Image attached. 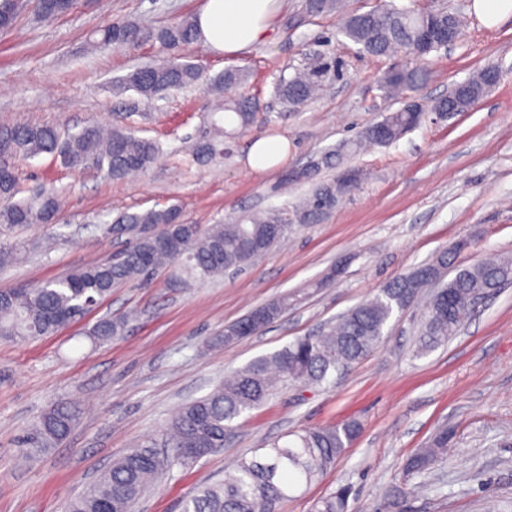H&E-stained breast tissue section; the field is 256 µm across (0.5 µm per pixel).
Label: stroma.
Returning <instances> with one entry per match:
<instances>
[{
	"label": "stroma",
	"mask_w": 512,
	"mask_h": 512,
	"mask_svg": "<svg viewBox=\"0 0 512 512\" xmlns=\"http://www.w3.org/2000/svg\"><path fill=\"white\" fill-rule=\"evenodd\" d=\"M203 0H77L53 22L21 9L0 31V126L16 123L81 127L122 123L153 138L163 153L146 171L122 180L90 167L66 168L51 157L16 161L20 187H43L66 197L56 223L0 228V245L24 258L0 271V289L61 278L112 258L124 246L105 220L120 212L176 207L182 221L202 227L229 222L254 209L292 207L307 191L283 182L285 172L317 159L398 109L379 87L393 61L362 54L337 37L335 15L307 19L303 0H283L265 42L237 58L197 43L188 60L211 77L248 67L249 89L262 106L256 123L205 166L190 143L205 126L213 97L206 84L173 91L126 115L135 92L115 97L112 83L135 67L159 63L155 42L89 49L91 31L112 20L161 26L194 15ZM448 7L467 14L459 41L422 65L417 97L433 100L474 71L499 65L502 77L472 110L443 122L425 116L398 141L369 145L345 164L362 170L358 187L318 224L294 225L288 237L229 272L191 289L173 288L167 273L147 288L125 285L82 319L49 336L0 339V512H63L134 443L166 446L176 410L207 395L230 371L315 332L412 267L469 247L454 262L487 253L512 257V16L494 26L473 0H396ZM346 63L343 81L316 101L288 111L271 98L284 68L297 66L318 38ZM278 136L288 155L274 170H252L254 139ZM291 304L257 335L221 347L214 336L251 310L283 295ZM127 318L122 336L94 344L87 330L102 316ZM418 310L394 314L382 345L328 387H283L246 413L224 447L161 475L135 512H180L184 497L221 482L253 449L291 431L342 423L360 434L329 470L283 512H311L339 484L353 488L352 512H374L386 489L411 487L408 460L428 447L438 429L452 430L448 453L425 476L429 489L408 496L402 512H485L495 497L512 512V283L476 308L448 344L414 356ZM80 399L84 410L67 440L18 465L19 438L53 404Z\"/></svg>",
	"instance_id": "obj_1"
}]
</instances>
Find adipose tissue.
Masks as SVG:
<instances>
[{
    "mask_svg": "<svg viewBox=\"0 0 512 512\" xmlns=\"http://www.w3.org/2000/svg\"><path fill=\"white\" fill-rule=\"evenodd\" d=\"M280 6L281 0H205L194 20L205 46L235 58L265 38Z\"/></svg>",
    "mask_w": 512,
    "mask_h": 512,
    "instance_id": "adipose-tissue-1",
    "label": "adipose tissue"
}]
</instances>
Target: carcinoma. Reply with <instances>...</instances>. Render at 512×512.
Here are the masks:
<instances>
[{"instance_id": "carcinoma-1", "label": "carcinoma", "mask_w": 512, "mask_h": 512, "mask_svg": "<svg viewBox=\"0 0 512 512\" xmlns=\"http://www.w3.org/2000/svg\"><path fill=\"white\" fill-rule=\"evenodd\" d=\"M53 0H33L36 16L51 20L73 9L52 7ZM331 13L338 17L336 34L358 46L360 52L388 57L401 51L422 61L443 47V42L424 35L426 28L462 30L464 17L437 9L423 13L400 8L393 0H382L373 9L358 13L346 10L345 0H306L305 14L316 18ZM195 20L184 17L156 30L114 21L94 29L90 41L95 46H134L154 39L168 52L169 59L144 65L117 79L119 92L132 90L143 100L162 97L172 90L192 87L205 79L200 68L182 60V51L198 41ZM344 62L336 55L319 51L307 57L293 74L280 76L273 85L274 99L287 108H299L316 99L324 87L344 78ZM420 70L403 66L390 68L379 78L383 92L397 99L418 85ZM250 72L228 68L205 81L217 94H225L208 115V131L193 144L195 160L207 163L224 153V141L250 126L258 112V101L244 92ZM469 95L479 100L496 86L488 68L461 82ZM470 110L468 99L457 87L446 100L428 103L427 111L443 112L448 119ZM424 115L406 107L387 113L383 119L360 132L354 139L328 152L322 164L341 165L344 157L365 145H388L418 127ZM162 148L160 142L136 136L125 126L110 128L89 123L77 131L61 132L56 125L17 124L0 127V224L25 227L48 224L57 219L60 196L38 189L19 197L21 189L14 168L6 160H28L41 156L59 158L74 169L89 166L106 168L107 175L120 180L146 170ZM308 180L311 189L299 204L288 210L268 208L231 223L196 224L177 222L174 208L151 209L142 213L123 212L112 219V229L129 236L121 258L92 264L66 276L25 288L0 290V337L26 340L47 336L69 325L112 294V289L131 282L151 283L154 272L169 267L170 283L189 287L216 278L228 270H240L254 258L268 252L288 236L294 224H318L329 217L341 199L356 186L339 179L317 180L306 171L284 181ZM448 275V252H440L430 262L420 264L393 279L376 294L349 309L321 331L300 336L281 349L258 358L224 376V380L204 398L183 405L167 427L174 454L163 461L150 444H137L115 460L95 481L89 483L65 505L64 512H134L135 505L164 465L193 463L190 452L204 454L224 447L237 427L236 421L258 408L281 386L320 387L335 382V375L347 372L384 340V330L396 312L418 304L425 288L435 285L419 323L415 355L423 356L453 338L470 319L475 305L512 279V259L488 257L456 269ZM288 296L256 308L224 328L212 345L231 344L263 331L288 309ZM127 319L102 317L87 335L94 341H108L121 335ZM82 413L80 402L60 401L46 410L21 437L27 458L38 457L58 447L71 433ZM359 424L305 428L284 443L256 448L224 475V481L197 488L182 503L181 512H282L294 493L319 480L336 466L344 448L359 433ZM448 450V430L439 431L431 445L413 456L407 471L428 472ZM350 486L341 485L313 505V512H348Z\"/></svg>"}]
</instances>
